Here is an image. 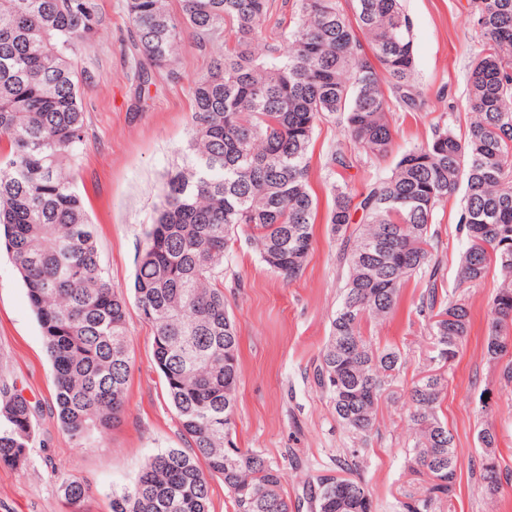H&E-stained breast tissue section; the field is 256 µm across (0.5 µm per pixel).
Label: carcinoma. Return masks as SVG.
<instances>
[{"label": "carcinoma", "instance_id": "cac0c4a2", "mask_svg": "<svg viewBox=\"0 0 512 512\" xmlns=\"http://www.w3.org/2000/svg\"><path fill=\"white\" fill-rule=\"evenodd\" d=\"M126 0L139 83L174 69L185 34L222 30L223 55L191 90L186 162L169 174L162 203L136 260L133 298L154 329L153 355L178 419L184 448L150 456L135 481L112 496V512H210V478L224 480L232 512H291L283 472L236 446L234 413L240 336L224 302V259L236 234L256 245L273 272L291 280L312 250L318 207L309 185L310 147L319 122L338 119L370 159L393 152L391 103L421 106L412 25L401 0H355L356 22L338 0H292L293 26L273 0ZM482 45L468 73V134L437 127L431 139L396 157L390 173L352 196L332 185L327 223L340 232L362 219L343 245L347 273L330 323L317 381L336 418L365 436L379 402L406 364L397 347L364 334L397 310L414 276L426 279L417 312L434 340L433 367L412 383L411 472L428 477L402 512H434L455 485L454 436L439 415L471 312L439 292L431 226L439 205L464 188L459 224L467 248L459 286L490 273L500 284L489 305L486 357L498 365L512 346V0H475ZM93 0H0V245L11 255L55 372L60 428L79 448L119 425L133 368L127 302L106 275L94 224L75 187L84 144L76 57L100 25ZM388 82L394 101L385 96ZM354 158L333 151L331 172ZM39 407L0 375V463L24 474ZM479 480L495 496L502 483L493 427L478 431ZM78 508L90 487L56 475ZM317 512H374L351 469L310 483Z\"/></svg>", "mask_w": 512, "mask_h": 512}]
</instances>
